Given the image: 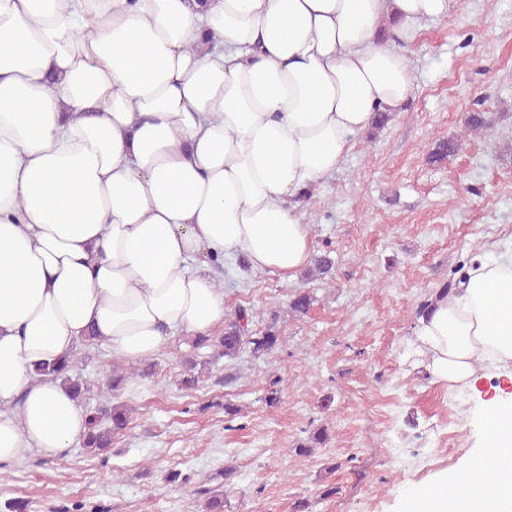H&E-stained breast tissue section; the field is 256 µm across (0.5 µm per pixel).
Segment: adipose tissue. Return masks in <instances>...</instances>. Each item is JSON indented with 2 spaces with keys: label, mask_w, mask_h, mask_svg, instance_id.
<instances>
[{
  "label": "adipose tissue",
  "mask_w": 512,
  "mask_h": 512,
  "mask_svg": "<svg viewBox=\"0 0 512 512\" xmlns=\"http://www.w3.org/2000/svg\"><path fill=\"white\" fill-rule=\"evenodd\" d=\"M453 0H0V467L82 441L34 366L90 338L157 356L227 316L210 260L292 280L298 202L413 81L406 45ZM434 382L502 388L466 473L399 512H512V244L414 331Z\"/></svg>",
  "instance_id": "1"
}]
</instances>
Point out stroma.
I'll use <instances>...</instances> for the list:
<instances>
[{"mask_svg": "<svg viewBox=\"0 0 512 512\" xmlns=\"http://www.w3.org/2000/svg\"><path fill=\"white\" fill-rule=\"evenodd\" d=\"M406 56L412 97L384 129L357 136L303 201L315 254L335 262L331 278L288 282L224 261L225 306L279 315V347L219 358L189 390L178 383L188 338L172 339L152 374L130 364L139 389L120 400L132 420L107 454L32 452L0 479V506L22 498L29 512L72 503L82 512H202L205 485L224 487V512H293L303 498L313 512H397L412 490L464 464L477 445V397L433 383L413 331L421 302L455 282L484 244L512 239V0H455L446 19L423 23ZM472 112L493 125L466 137ZM453 136L460 150L430 162ZM300 289L314 302L298 320L287 303ZM73 356L96 406L109 396L100 364L111 353L82 342ZM228 403L236 416L225 415ZM171 469L183 482H165ZM330 485L336 494L323 497Z\"/></svg>", "mask_w": 512, "mask_h": 512, "instance_id": "1", "label": "stroma"}]
</instances>
